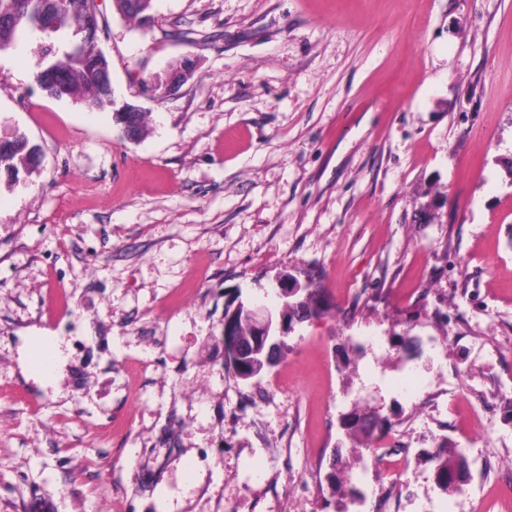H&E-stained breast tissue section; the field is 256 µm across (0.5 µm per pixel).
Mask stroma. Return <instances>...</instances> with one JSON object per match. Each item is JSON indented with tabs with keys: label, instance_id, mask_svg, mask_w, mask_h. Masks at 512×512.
I'll use <instances>...</instances> for the list:
<instances>
[{
	"label": "stroma",
	"instance_id": "obj_1",
	"mask_svg": "<svg viewBox=\"0 0 512 512\" xmlns=\"http://www.w3.org/2000/svg\"><path fill=\"white\" fill-rule=\"evenodd\" d=\"M102 10L138 141L40 87L39 36L0 52V136L40 150L0 181V512H512V0ZM186 58L176 92L141 94ZM286 275L328 311L242 380L224 310ZM39 336L70 355L57 384L23 370ZM360 395L403 476L368 452L333 497ZM442 441L457 492L424 461Z\"/></svg>",
	"mask_w": 512,
	"mask_h": 512
}]
</instances>
